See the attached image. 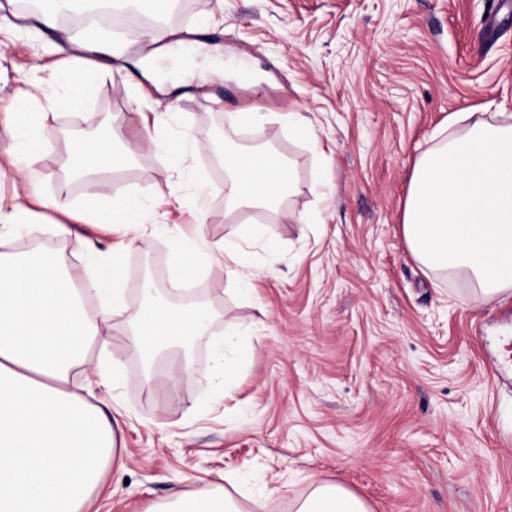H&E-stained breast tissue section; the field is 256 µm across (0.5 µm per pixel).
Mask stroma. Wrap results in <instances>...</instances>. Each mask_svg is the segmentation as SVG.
Listing matches in <instances>:
<instances>
[{
    "label": "stroma",
    "instance_id": "obj_1",
    "mask_svg": "<svg viewBox=\"0 0 512 512\" xmlns=\"http://www.w3.org/2000/svg\"><path fill=\"white\" fill-rule=\"evenodd\" d=\"M151 18L138 43L123 29L94 31L126 59L177 44L186 67L232 55L248 73L169 95L99 73L83 113L34 104L50 129L43 189L60 193L63 207L34 206L30 220L70 224L108 258L121 232L84 215L139 198L154 232L121 253L136 306L140 278L169 272L175 225L204 215L210 242H242L253 292L241 295L213 268L195 279L196 293L216 334L248 331L250 355L214 399L201 385L212 355L170 347L146 369L127 345V322L113 318L106 345L92 346L72 376L78 385L93 364L121 362L114 386L94 389L119 452L90 512H150L174 489L216 487L294 512L321 480L352 490L372 512H512V298L475 301L466 280L423 267L401 231L413 167L449 115L487 105L512 114V0H171ZM82 35L64 21L37 31L18 0H0V111L25 84L65 94L82 65L56 67L49 47ZM162 102L173 106L171 140L187 131L210 142L225 113H267L262 129L233 138L271 143L290 160V217H226L224 170L210 152L178 166L136 142ZM291 112L313 141L289 130ZM97 119L136 145L129 161L105 167L106 188L93 198L70 170L68 133ZM170 193L177 204L155 207ZM267 231L276 252L265 247ZM34 244L69 270L81 264L64 236L24 232L8 250ZM181 357L188 375L170 395L166 376ZM149 372L155 397L142 387Z\"/></svg>",
    "mask_w": 512,
    "mask_h": 512
}]
</instances>
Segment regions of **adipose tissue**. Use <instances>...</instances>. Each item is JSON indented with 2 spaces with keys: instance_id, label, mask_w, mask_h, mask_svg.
Segmentation results:
<instances>
[{
  "instance_id": "ef3b65f1",
  "label": "adipose tissue",
  "mask_w": 512,
  "mask_h": 512,
  "mask_svg": "<svg viewBox=\"0 0 512 512\" xmlns=\"http://www.w3.org/2000/svg\"><path fill=\"white\" fill-rule=\"evenodd\" d=\"M22 150L0 158V174L16 168L33 177L45 147L41 126L28 112L9 117ZM120 133L102 140L79 138L74 170L91 194L102 187L104 164L114 158ZM124 153L131 145L122 144ZM224 202L228 214L251 208L268 221L282 214L295 191L293 168L270 147L225 152ZM27 198L0 204V244L18 230L66 233L63 224L32 225ZM93 222L112 224L141 240L148 226L130 199L96 212ZM402 234L411 254L430 271L466 279L472 296L490 301L512 294V122L491 121L479 112L449 117L448 133L416 161L404 202ZM172 267L174 287L191 281L201 266H220L248 285L236 244L205 237L179 238ZM78 275L62 272L41 251L22 256L0 251V512H87L90 494L102 481L116 441L106 414L88 403L72 372L112 317L130 323L133 346L150 354L206 333L209 307L134 308L122 289L120 262L91 254ZM264 501L242 507L226 491L177 492L152 512H266ZM294 512H370L344 486L316 483Z\"/></svg>"
}]
</instances>
